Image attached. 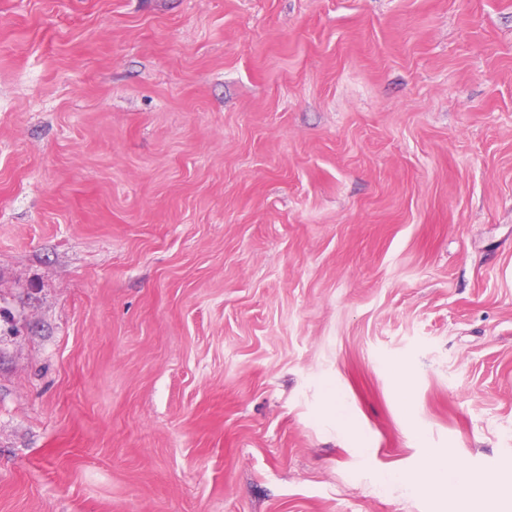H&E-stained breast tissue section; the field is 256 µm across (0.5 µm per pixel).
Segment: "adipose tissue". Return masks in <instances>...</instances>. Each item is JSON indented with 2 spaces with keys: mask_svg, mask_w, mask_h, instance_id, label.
I'll use <instances>...</instances> for the list:
<instances>
[{
  "mask_svg": "<svg viewBox=\"0 0 512 512\" xmlns=\"http://www.w3.org/2000/svg\"><path fill=\"white\" fill-rule=\"evenodd\" d=\"M387 479L413 489L429 486L445 492L454 499L457 512H495L498 502L512 499L511 477L489 492L478 474L454 461L449 449L426 454L415 469L388 474Z\"/></svg>",
  "mask_w": 512,
  "mask_h": 512,
  "instance_id": "adipose-tissue-1",
  "label": "adipose tissue"
}]
</instances>
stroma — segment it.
<instances>
[{
    "label": "stroma",
    "mask_w": 512,
    "mask_h": 512,
    "mask_svg": "<svg viewBox=\"0 0 512 512\" xmlns=\"http://www.w3.org/2000/svg\"><path fill=\"white\" fill-rule=\"evenodd\" d=\"M512 473V0H0V512H454ZM381 483L399 482L412 489L430 486L454 499L458 512H494L500 501L511 500L512 478L500 481L496 492L486 490L482 478L464 464L455 462L453 449L424 455L411 471H401L379 477Z\"/></svg>",
    "instance_id": "stroma-1"
}]
</instances>
